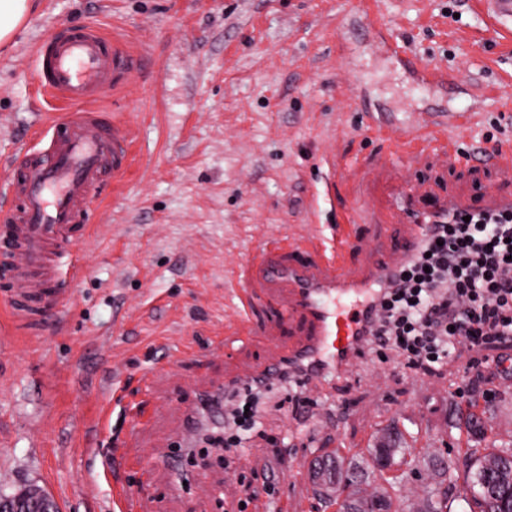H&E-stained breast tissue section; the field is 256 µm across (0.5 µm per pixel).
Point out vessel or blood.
I'll list each match as a JSON object with an SVG mask.
<instances>
[{
	"mask_svg": "<svg viewBox=\"0 0 512 512\" xmlns=\"http://www.w3.org/2000/svg\"><path fill=\"white\" fill-rule=\"evenodd\" d=\"M485 20L502 31L512 30V0H474ZM38 88L56 104L50 136L44 147L25 154L8 183L0 186V255L22 254L24 264L9 268L7 310L11 319L27 321L45 307L59 309L66 295L55 288L58 269L51 255L64 258L83 238L86 215L105 174L121 177L130 165V133L107 118L99 106L108 92L121 89L138 65V58L92 25L61 29L33 49ZM425 86H467L464 73L432 65L419 70ZM478 104L451 110L446 125L426 122L388 135L394 160L413 158L423 150L448 155L454 138L464 137ZM479 161L512 176V144L481 152ZM421 190H392L386 209L406 231L394 250L371 266L354 269L347 254L357 218L348 214L337 235L289 234L265 241L240 264L241 284L237 325L252 337L250 316L259 292L286 294L278 317L299 319L303 339L268 365L245 376L228 375L225 387L251 385L276 377L290 363L307 364L305 385L332 388L334 376L362 358L357 339L369 335L378 309L374 288L393 275L420 246L430 224L453 215L512 212V195L488 194L472 200L456 195L424 203ZM218 392L198 395L185 408L184 438H194L200 413H214Z\"/></svg>",
	"mask_w": 512,
	"mask_h": 512,
	"instance_id": "obj_1",
	"label": "vessel or blood"
}]
</instances>
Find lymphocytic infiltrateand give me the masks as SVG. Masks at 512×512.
<instances>
[{"instance_id": "lymphocytic-infiltrate-1", "label": "lymphocytic infiltrate", "mask_w": 512, "mask_h": 512, "mask_svg": "<svg viewBox=\"0 0 512 512\" xmlns=\"http://www.w3.org/2000/svg\"><path fill=\"white\" fill-rule=\"evenodd\" d=\"M377 299V327L365 345L396 350L417 373L437 370L456 344L512 336V213L455 215L431 225ZM260 392L253 385L234 392L224 431L208 436L210 446L237 453L257 423Z\"/></svg>"}]
</instances>
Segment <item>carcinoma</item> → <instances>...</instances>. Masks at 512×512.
<instances>
[{"label":"carcinoma","instance_id":"cac0c4a2","mask_svg":"<svg viewBox=\"0 0 512 512\" xmlns=\"http://www.w3.org/2000/svg\"><path fill=\"white\" fill-rule=\"evenodd\" d=\"M405 449L398 447L397 439L391 435L384 436L376 443L370 453L369 465L372 470L384 473V467L396 470L406 463ZM468 472L467 489L463 494L458 489L453 474L444 468L433 470L432 484L450 482L448 488L435 492H426L428 509L426 512H450L448 506L455 498L448 496L452 490L461 496L469 512H512L509 495L512 494V449L511 448H466L463 450ZM317 466L330 468L339 475L340 482L353 491L346 497L348 504L354 506V512H392L394 499L386 487H379L371 495H363L360 485L364 484V474L349 467H344L340 459H323Z\"/></svg>","mask_w":512,"mask_h":512}]
</instances>
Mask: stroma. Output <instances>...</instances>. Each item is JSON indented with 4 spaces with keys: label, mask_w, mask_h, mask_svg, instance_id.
Instances as JSON below:
<instances>
[{
    "label": "stroma",
    "mask_w": 512,
    "mask_h": 512,
    "mask_svg": "<svg viewBox=\"0 0 512 512\" xmlns=\"http://www.w3.org/2000/svg\"><path fill=\"white\" fill-rule=\"evenodd\" d=\"M31 0L0 46V184L36 148L53 103L37 89L31 51L57 28L91 23L146 51L126 91L104 104L131 130V164L98 187L88 236L74 253L85 274L61 277L68 300L39 331L17 329L0 281V494L35 486L60 512H273L281 495L326 512L295 472L306 454L337 447L358 464L376 432L399 429L408 461L453 467L466 431L457 395L465 367L482 366L488 397L479 447L512 445V341L460 346L429 375L403 371L395 351L364 355L335 392H305L293 408L272 384L242 462H185L187 484L156 456L183 453V406L225 373L248 371L296 339L295 325L260 341L233 335L227 280L249 253L287 233L331 235L336 213L317 199L327 162L354 163L366 181L339 180L344 206L371 209L411 182L435 194L512 188L472 148L512 140V39L490 30L470 0ZM420 62L465 71L485 92L458 157L391 160L379 131L446 121L467 96L417 85L384 52L390 40ZM400 224H369L356 262L385 254ZM151 371L150 385L140 375ZM143 402L149 422L125 444L114 395Z\"/></svg>",
    "instance_id": "1"
}]
</instances>
